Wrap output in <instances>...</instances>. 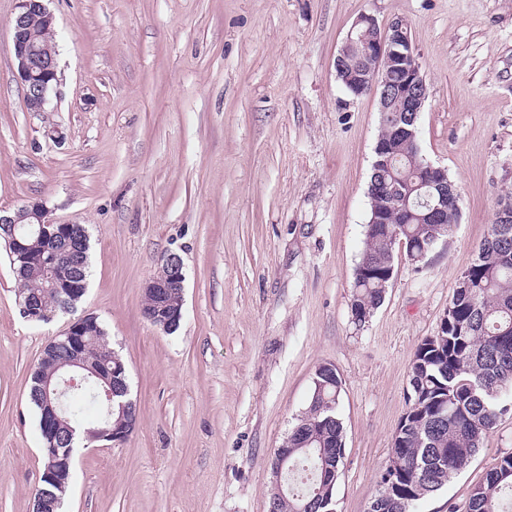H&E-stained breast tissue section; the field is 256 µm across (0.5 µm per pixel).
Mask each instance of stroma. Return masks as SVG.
<instances>
[{"mask_svg":"<svg viewBox=\"0 0 512 512\" xmlns=\"http://www.w3.org/2000/svg\"><path fill=\"white\" fill-rule=\"evenodd\" d=\"M60 83L27 111L0 0V209L43 202L81 224L92 275L73 314L34 323L0 247V512H32L42 442L28 401L46 344L97 317L128 369L137 425L77 449L64 512H268L271 462L317 369L342 380L336 512H368L409 406L416 348L512 192V0H47ZM410 30L428 99L422 155L448 170L461 217L412 266L396 244L383 303L351 314L379 130L375 95L334 61L353 21ZM183 319L142 315L168 254ZM512 453V411L466 469L414 512H466Z\"/></svg>","mask_w":512,"mask_h":512,"instance_id":"1","label":"stroma"}]
</instances>
